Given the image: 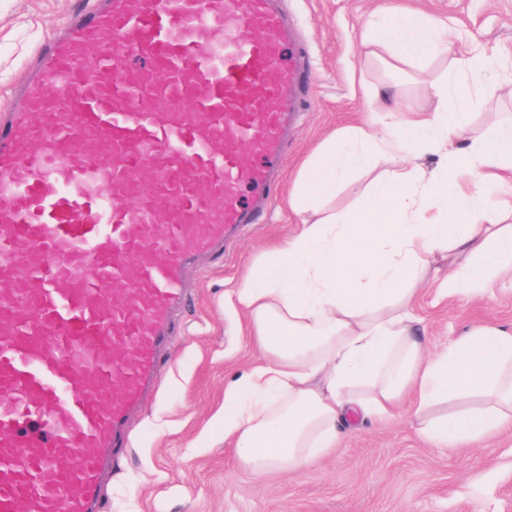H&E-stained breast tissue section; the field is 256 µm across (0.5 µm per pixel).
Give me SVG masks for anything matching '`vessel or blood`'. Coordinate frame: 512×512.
Masks as SVG:
<instances>
[{
    "label": "vessel or blood",
    "instance_id": "obj_1",
    "mask_svg": "<svg viewBox=\"0 0 512 512\" xmlns=\"http://www.w3.org/2000/svg\"><path fill=\"white\" fill-rule=\"evenodd\" d=\"M309 81L278 0H96L41 45L0 115V512H98Z\"/></svg>",
    "mask_w": 512,
    "mask_h": 512
}]
</instances>
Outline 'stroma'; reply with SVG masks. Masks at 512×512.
Masks as SVG:
<instances>
[{"label": "stroma", "instance_id": "stroma-1", "mask_svg": "<svg viewBox=\"0 0 512 512\" xmlns=\"http://www.w3.org/2000/svg\"><path fill=\"white\" fill-rule=\"evenodd\" d=\"M448 22L456 53L471 44L495 48L496 80L512 82V0H400ZM388 0H280L306 49L313 88L294 114L273 203L224 245L210 266L193 269L188 301L176 319L171 356L143 412L129 426V446L112 463L99 512H512V430L449 452L424 444L408 408L385 422L358 421L334 449L301 473L243 468L224 443V390L258 354L234 291L266 248L296 229L288 189L304 159L331 130L372 114L366 89L398 85L404 105L429 111L432 83L453 67L438 56L417 70H389L367 54L362 25ZM78 0H0V109L37 49L76 10ZM416 313L429 348L477 325L512 326V288L480 300H443L424 288Z\"/></svg>", "mask_w": 512, "mask_h": 512}]
</instances>
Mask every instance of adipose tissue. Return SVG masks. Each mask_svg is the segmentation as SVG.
<instances>
[{
  "instance_id": "adipose-tissue-1",
  "label": "adipose tissue",
  "mask_w": 512,
  "mask_h": 512,
  "mask_svg": "<svg viewBox=\"0 0 512 512\" xmlns=\"http://www.w3.org/2000/svg\"><path fill=\"white\" fill-rule=\"evenodd\" d=\"M443 20L397 6L365 23L363 43L393 63L448 52ZM495 58L477 47L457 58L434 93V112L374 131H332L288 193L299 229L266 251L237 288L261 360L224 391V439L250 470H304L338 447L357 419L409 404L419 437L455 450L512 426V327L475 326L436 351L423 342L415 301L430 284L444 296L484 297L512 284V205L488 204L512 183V122L469 134L477 93ZM439 155L435 167L420 157ZM379 168L353 209L323 202L355 173ZM448 273L432 281L436 258Z\"/></svg>"
}]
</instances>
